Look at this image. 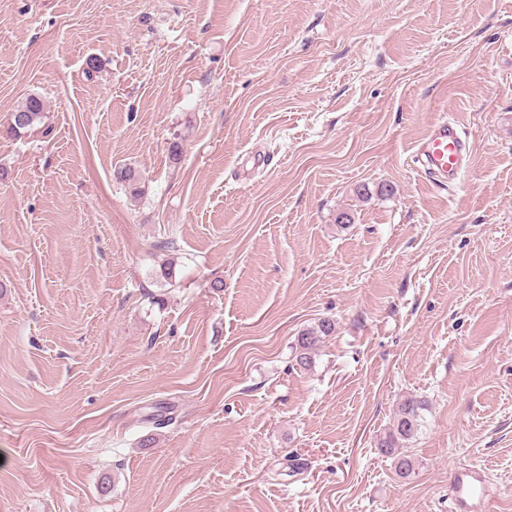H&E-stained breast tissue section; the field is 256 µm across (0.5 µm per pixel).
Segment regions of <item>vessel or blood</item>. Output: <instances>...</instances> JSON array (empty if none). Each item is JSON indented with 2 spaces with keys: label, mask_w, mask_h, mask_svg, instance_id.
Instances as JSON below:
<instances>
[{
  "label": "vessel or blood",
  "mask_w": 512,
  "mask_h": 512,
  "mask_svg": "<svg viewBox=\"0 0 512 512\" xmlns=\"http://www.w3.org/2000/svg\"><path fill=\"white\" fill-rule=\"evenodd\" d=\"M412 158L429 178L442 185H457L469 162V148L456 121L435 120L416 142ZM450 512H487L490 487L483 469L461 466L452 474Z\"/></svg>",
  "instance_id": "b4317fda"
}]
</instances>
